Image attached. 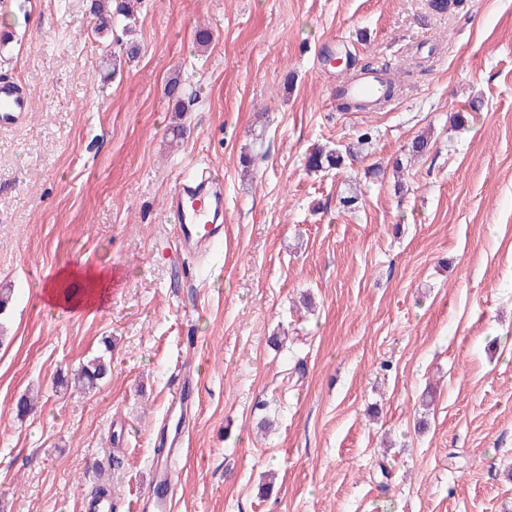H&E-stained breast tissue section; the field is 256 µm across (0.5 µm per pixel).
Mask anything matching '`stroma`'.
<instances>
[{"label":"stroma","instance_id":"1","mask_svg":"<svg viewBox=\"0 0 512 512\" xmlns=\"http://www.w3.org/2000/svg\"><path fill=\"white\" fill-rule=\"evenodd\" d=\"M429 2L140 0L94 38L90 0H0V77L33 103L0 128V512H80L104 482L141 512L177 375L172 512H512V0ZM365 66L394 96L339 111ZM317 144L355 154L313 172ZM205 167L224 239L166 250ZM75 265L118 273L102 305L48 302ZM110 349H105V353L89 360L81 365L77 372L73 375V384L75 387L85 390H93L107 375L108 364L106 354L110 353Z\"/></svg>","mask_w":512,"mask_h":512}]
</instances>
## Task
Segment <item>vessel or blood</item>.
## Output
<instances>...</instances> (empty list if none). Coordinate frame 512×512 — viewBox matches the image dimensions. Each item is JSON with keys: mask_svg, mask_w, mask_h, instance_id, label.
<instances>
[{"mask_svg": "<svg viewBox=\"0 0 512 512\" xmlns=\"http://www.w3.org/2000/svg\"><path fill=\"white\" fill-rule=\"evenodd\" d=\"M29 110V97L16 83L0 81V123L18 124ZM167 216L174 227L177 251L199 254L206 252L224 232V193L210 177L196 180L178 179L167 201ZM154 487L147 496L154 500L161 512H170L169 496H157V485L172 488L174 477L170 471L158 472Z\"/></svg>", "mask_w": 512, "mask_h": 512, "instance_id": "vessel-or-blood-1", "label": "vessel or blood"}]
</instances>
